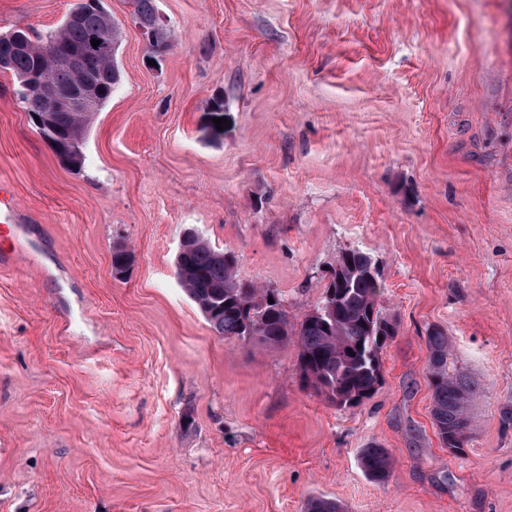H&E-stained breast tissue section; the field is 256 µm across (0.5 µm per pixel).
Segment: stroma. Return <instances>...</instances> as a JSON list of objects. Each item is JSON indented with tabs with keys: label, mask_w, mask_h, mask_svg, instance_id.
I'll use <instances>...</instances> for the list:
<instances>
[{
	"label": "stroma",
	"mask_w": 512,
	"mask_h": 512,
	"mask_svg": "<svg viewBox=\"0 0 512 512\" xmlns=\"http://www.w3.org/2000/svg\"><path fill=\"white\" fill-rule=\"evenodd\" d=\"M71 2L0 0V33L47 34ZM103 6L121 82L82 170L0 72L21 226L0 235V512H512V0H156L179 40L153 66L127 0ZM189 230L295 323L340 252L371 255L398 324L375 394L338 407L296 341L216 335L174 274ZM433 326L481 389L462 456L431 424ZM372 441L383 484L360 467ZM360 465L366 477L379 484L389 480L394 468L389 450L377 443H371L366 448H362Z\"/></svg>",
	"instance_id": "obj_1"
}]
</instances>
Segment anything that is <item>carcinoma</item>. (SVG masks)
Returning a JSON list of instances; mask_svg holds the SVG:
<instances>
[{"mask_svg":"<svg viewBox=\"0 0 512 512\" xmlns=\"http://www.w3.org/2000/svg\"><path fill=\"white\" fill-rule=\"evenodd\" d=\"M128 3L133 22L142 29L154 30L150 53L156 59L165 55L178 35L166 25L156 27L155 0ZM72 10L80 14L79 24L63 22L40 40H29L23 51L15 48L10 35L0 36V71L11 73L21 84L38 82L28 89L25 108L29 116L44 115L51 121L49 138L55 143L58 157L82 152L90 118L76 112L50 111L49 86L73 78L72 70L58 65L55 52L76 50L94 33L114 44L121 37L117 25H108L111 14L91 4V0H77ZM90 76L103 105L120 82L115 56L108 54L95 59ZM128 258L135 255L127 245L113 246L112 269L129 272L133 263L126 262ZM371 261L372 257L359 249L337 255L326 271L320 304L297 324L288 319L282 299L274 290L240 279L236 257L205 239L190 244L175 263V275L217 335L255 340L268 347H277L288 342L289 337H296L299 370L306 385L330 403L350 408L360 405L379 388V354L397 333V325L382 313L381 274L367 273ZM425 342L435 433L443 447L460 454L468 444L471 411L479 386L451 366L446 332L433 327L427 331ZM360 465L366 477L379 484L389 480L394 468L389 450L377 443L361 450ZM304 512H341V507L333 499L312 496L306 501Z\"/></svg>","mask_w":512,"mask_h":512,"instance_id":"1","label":"carcinoma"}]
</instances>
